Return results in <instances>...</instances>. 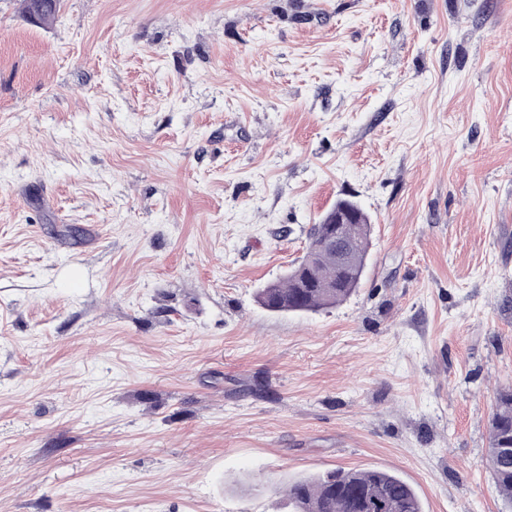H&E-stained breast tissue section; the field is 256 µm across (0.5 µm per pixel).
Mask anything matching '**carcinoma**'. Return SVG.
I'll use <instances>...</instances> for the list:
<instances>
[{"instance_id":"obj_1","label":"carcinoma","mask_w":512,"mask_h":512,"mask_svg":"<svg viewBox=\"0 0 512 512\" xmlns=\"http://www.w3.org/2000/svg\"><path fill=\"white\" fill-rule=\"evenodd\" d=\"M27 17L43 23L55 18L59 0H24ZM354 212L356 241L349 244L348 262L337 261L336 245L328 242L329 220L309 233L306 254L286 276L257 293L270 312H318L336 306L358 288L371 239L369 215L355 202L340 200ZM489 466L501 496L512 504V388L497 393L490 420ZM291 512H423L413 488L386 470L332 468L295 481L288 487Z\"/></svg>"}]
</instances>
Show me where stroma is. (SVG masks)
<instances>
[{
    "instance_id": "obj_1",
    "label": "stroma",
    "mask_w": 512,
    "mask_h": 512,
    "mask_svg": "<svg viewBox=\"0 0 512 512\" xmlns=\"http://www.w3.org/2000/svg\"><path fill=\"white\" fill-rule=\"evenodd\" d=\"M359 288L259 289L337 199ZM512 0H0V512H512ZM59 2V0H24V8L30 20L36 13L38 15L36 22L43 23L55 18L59 12ZM508 448V449H504ZM511 448V450H510ZM489 466L501 496L512 504V388L497 393L490 420ZM291 512H424L413 488L386 470L332 468L288 487Z\"/></svg>"
}]
</instances>
